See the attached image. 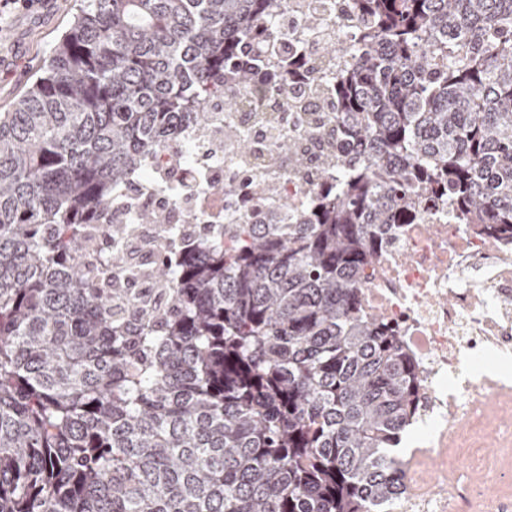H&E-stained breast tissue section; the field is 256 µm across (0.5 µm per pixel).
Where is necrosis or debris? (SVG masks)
<instances>
[{"mask_svg":"<svg viewBox=\"0 0 512 512\" xmlns=\"http://www.w3.org/2000/svg\"><path fill=\"white\" fill-rule=\"evenodd\" d=\"M348 2L289 0L276 23L281 38L256 51L264 65L294 55L304 67L322 71L323 85L306 92L300 106L330 129L335 119L325 106L336 62L322 48L338 36L357 44L361 24L349 16ZM228 93L238 97V110L225 111L223 98L212 99L207 122L179 135L188 161L176 167L149 161L114 197L102 223L132 224L141 236L163 235L177 224H258L285 200L293 204L289 218L298 216L319 183L323 143L284 110L281 91L256 98L232 86ZM231 127L249 136L252 155L235 151L226 136ZM283 139L308 156L310 173L295 174L279 154ZM244 176L274 184L275 194L258 203L212 194V185L235 187ZM146 202L159 212L158 223L138 224V208ZM361 297L366 315L396 329L421 382L416 451L403 463L408 491L392 512H451L448 470L466 448L496 451L485 466L488 489L478 497L480 512H512V372L486 365L492 357L512 361V239L480 224L456 223L447 205L420 202L414 223L397 225L365 270Z\"/></svg>","mask_w":512,"mask_h":512,"instance_id":"obj_1","label":"necrosis or debris"}]
</instances>
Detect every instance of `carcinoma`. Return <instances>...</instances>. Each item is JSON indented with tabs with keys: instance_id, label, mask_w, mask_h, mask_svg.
Returning <instances> with one entry per match:
<instances>
[{
	"instance_id": "carcinoma-1",
	"label": "carcinoma",
	"mask_w": 512,
	"mask_h": 512,
	"mask_svg": "<svg viewBox=\"0 0 512 512\" xmlns=\"http://www.w3.org/2000/svg\"><path fill=\"white\" fill-rule=\"evenodd\" d=\"M288 0H81L0 112V512H391L414 361L360 279L417 199L512 238V0H352L336 170L296 224L92 231ZM297 65H271L268 82ZM279 151L304 172L292 141ZM336 176H331V173Z\"/></svg>"
}]
</instances>
